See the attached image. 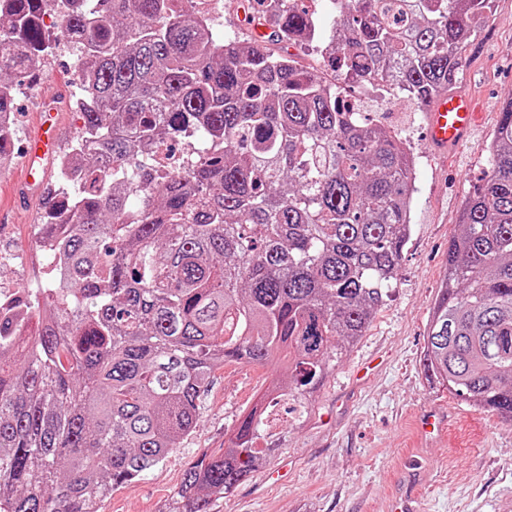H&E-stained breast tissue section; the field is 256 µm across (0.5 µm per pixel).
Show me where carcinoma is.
<instances>
[{
	"label": "carcinoma",
	"instance_id": "obj_1",
	"mask_svg": "<svg viewBox=\"0 0 512 512\" xmlns=\"http://www.w3.org/2000/svg\"><path fill=\"white\" fill-rule=\"evenodd\" d=\"M494 0H331L323 32L299 0H262L252 44L192 0H0V118L51 53L54 12L77 51L83 124L44 199L41 241L61 240L37 337L0 319V512H98L195 429L226 361L281 363L277 396L308 401L367 329L400 270L414 155L340 106L377 81L418 107L457 83ZM327 47V81L288 44ZM182 142L158 171L152 146ZM112 160L111 172L101 158ZM488 171L448 240L426 379L512 420V100ZM250 411L230 444L183 474L162 512H211L264 464Z\"/></svg>",
	"mask_w": 512,
	"mask_h": 512
}]
</instances>
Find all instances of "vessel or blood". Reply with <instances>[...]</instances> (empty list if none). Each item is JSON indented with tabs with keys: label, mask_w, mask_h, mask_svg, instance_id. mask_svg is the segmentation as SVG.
Instances as JSON below:
<instances>
[{
	"label": "vessel or blood",
	"mask_w": 512,
	"mask_h": 512,
	"mask_svg": "<svg viewBox=\"0 0 512 512\" xmlns=\"http://www.w3.org/2000/svg\"><path fill=\"white\" fill-rule=\"evenodd\" d=\"M479 114L472 99L463 93H443L433 99L425 114L429 143L437 154L447 153L472 135ZM38 134L32 138L24 156L26 182L45 186L50 175L49 166H37V159L54 158L59 143L60 107L47 103L38 114ZM417 468L405 472L404 490L395 501L394 512H419Z\"/></svg>",
	"instance_id": "b4317fda"
}]
</instances>
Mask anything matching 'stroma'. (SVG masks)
I'll return each mask as SVG.
<instances>
[{
	"label": "stroma",
	"mask_w": 512,
	"mask_h": 512,
	"mask_svg": "<svg viewBox=\"0 0 512 512\" xmlns=\"http://www.w3.org/2000/svg\"><path fill=\"white\" fill-rule=\"evenodd\" d=\"M214 23L226 36L254 41L239 0H221ZM74 54L54 57L39 94L24 92L16 115L23 154L42 106L75 94ZM458 91L472 94L483 120L448 155L434 154L419 107L401 94L356 86L370 118L398 133L416 160L413 220L401 269L385 305L359 341L313 394L307 408L281 397L269 404L254 445L268 449L266 465L232 493L215 497L212 512H393L408 459L420 464L421 512H512V421L433 389L421 359L439 288L448 268V241L458 231L465 199L488 167V144L500 109L512 98V0H495L469 47ZM19 163L0 172V252L15 254V270L0 282L26 279L35 253L33 229L41 201L17 205ZM280 373L273 364L227 362L201 397L199 422L165 462L112 490L99 512H158L180 486L187 466L225 448L238 420L264 401ZM449 414L430 439L416 431L418 415Z\"/></svg>",
	"instance_id": "1"
}]
</instances>
